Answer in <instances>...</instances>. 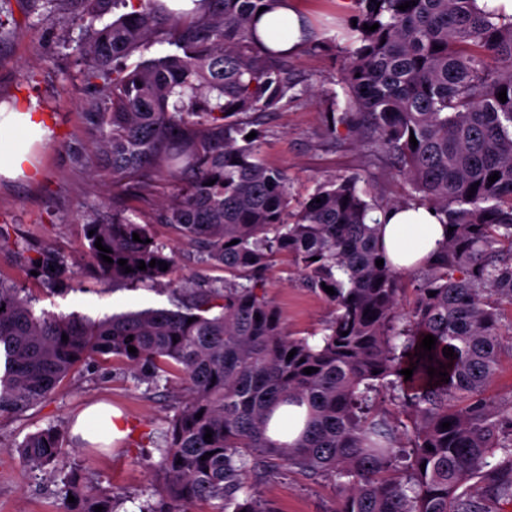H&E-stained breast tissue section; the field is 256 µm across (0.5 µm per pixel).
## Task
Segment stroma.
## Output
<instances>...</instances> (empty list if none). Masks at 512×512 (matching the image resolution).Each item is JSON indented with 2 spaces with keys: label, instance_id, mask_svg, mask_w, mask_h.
<instances>
[{
  "label": "stroma",
  "instance_id": "35a3bbf8",
  "mask_svg": "<svg viewBox=\"0 0 512 512\" xmlns=\"http://www.w3.org/2000/svg\"><path fill=\"white\" fill-rule=\"evenodd\" d=\"M81 34L66 0L50 6L43 0H0V101L35 100L51 130L33 147L39 180L0 178V275L30 292L37 309L57 314L98 319L169 308L176 297L224 277L223 270L196 263L169 225L151 224L147 230L156 242L177 248L176 283H104L86 265L85 224L91 218L111 217L112 194L96 187L88 168L74 160L94 139L80 106L85 81L75 58ZM45 41L55 45L52 57L37 51ZM295 65L308 93L264 119L265 161L286 170L301 197L312 194L318 181L366 171L374 175L380 198L403 199V181L372 161L364 147L325 135L329 114L345 109L344 97H327L328 90L338 87L337 50L302 54ZM37 250L63 257L76 272L74 280L56 289L44 285L25 262ZM267 292L295 336L319 334L332 316V306L303 285L289 257L273 258ZM99 402L121 411L130 433L122 448H103L92 455L76 443L71 424L85 406ZM173 415L166 392L147 394L145 386L116 367L82 365L41 403L0 416V512H63V477L76 464L113 491L118 512H139L155 479L156 446ZM50 427L60 434L61 462L31 469L20 458V446L30 434ZM255 492L278 512H336L339 506L333 482L284 469L256 484Z\"/></svg>",
  "mask_w": 512,
  "mask_h": 512
}]
</instances>
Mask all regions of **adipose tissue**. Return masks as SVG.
Returning a JSON list of instances; mask_svg holds the SVG:
<instances>
[{
    "label": "adipose tissue",
    "instance_id": "adipose-tissue-1",
    "mask_svg": "<svg viewBox=\"0 0 512 512\" xmlns=\"http://www.w3.org/2000/svg\"><path fill=\"white\" fill-rule=\"evenodd\" d=\"M45 133L36 101H20L13 107L1 104L0 175H33L32 148ZM377 236L391 263L400 272L412 274L441 248L446 229L429 208L411 205L389 208L381 217ZM73 433L91 444H111L125 438L128 430L120 412L105 413L91 406L78 415Z\"/></svg>",
    "mask_w": 512,
    "mask_h": 512
}]
</instances>
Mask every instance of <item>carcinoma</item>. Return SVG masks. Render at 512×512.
I'll list each match as a JSON object with an SVG mask.
<instances>
[{"label":"carcinoma","mask_w":512,"mask_h":512,"mask_svg":"<svg viewBox=\"0 0 512 512\" xmlns=\"http://www.w3.org/2000/svg\"><path fill=\"white\" fill-rule=\"evenodd\" d=\"M67 2L87 35L76 65L97 132L76 161L102 187L144 206L161 191L152 222L171 225L200 263L225 277L173 309L92 320L38 313L31 296L0 276V414L37 405L82 364L118 360L150 390L179 387L158 447L157 501L140 512H192L211 501L232 512H276L248 483L270 460L337 481L336 512H489L492 498L511 503L512 402L493 405L484 390L502 338L489 297L512 304V16L478 0H350L357 24L343 34L340 63L347 111L327 134L341 124L404 180L406 197L378 199L359 189L355 173L320 184L296 206L288 173L262 158L261 131L246 139L252 115L307 94L294 60L326 44L313 24L289 52L258 31L259 8L289 0H195L180 13L164 0ZM119 4L126 12L96 26ZM410 202L433 209L453 232L409 289L367 216ZM86 228L94 231L87 261L104 281L160 282L175 271L177 252L123 209ZM99 237L111 264L95 247ZM276 253L294 258L305 285L333 306L317 342L289 333L267 295ZM153 259L168 269H138ZM25 260L49 284L69 272L64 259L43 252ZM428 334L436 337L431 361L417 357ZM445 347L458 357H445ZM412 365L406 381L400 371ZM430 366L449 381L430 377ZM380 388L400 392L395 411L375 407ZM302 403L299 436L271 440L275 409ZM59 450V434L48 429L30 435L20 456L42 469L59 461ZM65 494L75 502L64 512H117L112 491L80 467L65 474Z\"/></svg>","instance_id":"cac0c4a2"}]
</instances>
